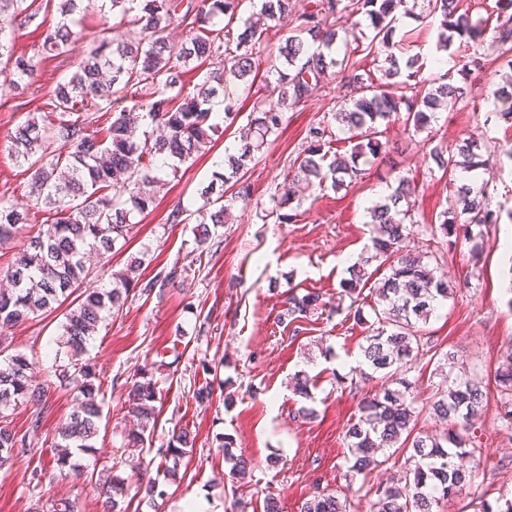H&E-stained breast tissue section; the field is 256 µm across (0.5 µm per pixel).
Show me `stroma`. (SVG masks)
<instances>
[{"label":"stroma","mask_w":512,"mask_h":512,"mask_svg":"<svg viewBox=\"0 0 512 512\" xmlns=\"http://www.w3.org/2000/svg\"><path fill=\"white\" fill-rule=\"evenodd\" d=\"M105 25L129 29L117 15L81 14L80 38L67 53L50 59L41 52V33L34 26L6 25L16 53L33 60L37 75L19 89L0 75V197L27 203L28 176L15 159L13 136L29 116H43L48 93L73 71ZM399 31L405 36V53L418 55L420 76L428 78L438 68L437 23L425 0H415ZM498 68L492 62L480 71L456 72L455 81L472 86L478 105L439 111L431 134L408 131L400 120L383 125L382 154L360 161L365 178L339 190L327 186L316 192L304 201V215L295 224L276 223L265 213L276 186L304 148L309 128L332 123L339 95L335 80L325 81L305 102L285 112L281 132L245 168L252 188L250 205L234 207L205 248L197 247L191 225L172 226L166 217L175 205L192 210L202 205L201 193L220 170L226 151L240 143L251 99H240L239 116L214 136L208 154L166 177L150 212L136 216L126 244L110 254L109 267L121 270L140 254L143 277L176 264L185 273L173 287L147 297L129 296L122 312L91 341L85 358L96 365L102 382V417L94 448L75 453L73 460L88 472L112 470L133 489L147 478H163L159 448L175 427L190 429L194 447L182 461L181 482L170 486L160 509L128 496L121 503L123 512H182L180 503L191 491L204 493L212 512H232L236 506L241 512H265L270 496L282 512H299L315 487L345 488V430L357 415L359 401L378 391L387 378L377 372L357 378L355 385L340 386L335 376L358 366L366 323L374 315L365 311L364 322L358 323L342 313H316L290 326L284 321L285 300L292 293L316 291L324 300L336 301L347 264L366 253L371 231L367 209L395 175L407 176L416 186L412 222L436 223L447 206L449 187L426 159L427 138L450 148L469 136L491 146L512 142V123L486 119L492 91L504 84ZM483 177L492 186V209H512V160L490 157ZM499 232V225L482 226L477 238L483 247L480 260H472L467 243L445 251L439 264L457 294L417 325L437 351H457L466 370L488 379L512 352V254L502 251ZM62 320L57 312L8 332L12 350L34 359V384L47 390L41 429L45 439L74 406L72 392L61 387L55 374ZM204 323L211 327L205 334L199 331ZM205 362L213 373H203ZM146 364L154 368L159 411L144 445L131 448L127 435L136 423L128 413V380ZM299 370L314 380L313 398L307 402L290 387ZM207 383L212 399L198 404L193 391ZM306 404L316 410L314 420L297 418V410ZM220 433L232 435L238 452L251 459L250 478L232 480L216 441ZM477 434L481 451L465 458V468L482 478L488 500L512 495V429L501 426L495 386L487 388ZM273 456L279 457L278 465L270 464ZM64 498L72 501L75 512L102 510L94 486L56 468L52 448L25 454L11 469L0 470V512H48Z\"/></svg>","instance_id":"1"}]
</instances>
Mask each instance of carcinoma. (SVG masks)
<instances>
[{
  "instance_id": "carcinoma-1",
  "label": "carcinoma",
  "mask_w": 512,
  "mask_h": 512,
  "mask_svg": "<svg viewBox=\"0 0 512 512\" xmlns=\"http://www.w3.org/2000/svg\"><path fill=\"white\" fill-rule=\"evenodd\" d=\"M245 0H58L60 18L55 26L43 30L42 49L48 56L67 52L77 37L75 15L98 10L99 13L131 16L136 35L125 37L110 27L100 36L86 57L76 63L75 71L56 83L49 98L52 114L40 119L32 116L18 128L14 137L16 160L29 173V197L35 205L53 211V221L31 237L16 254L7 271L10 287L0 289V354L5 352L3 332L29 320L47 316L68 304L60 324L59 345L67 363L59 376L73 386L76 408L54 433L51 447L58 450L56 463L69 466L71 449L94 447L101 417L95 366L82 356L98 330L123 309L130 293L150 295L155 289L176 284L183 269L174 265L145 280L137 277L142 264L133 257L122 270L89 282L86 258L92 253L107 256L116 243L127 237L135 215L144 214L153 203L154 185L160 174L176 175L189 159L208 151L211 134L223 123L232 124L238 113L232 102L240 86L257 87L259 95L248 115L247 132L237 154L228 156V171L215 173L220 182H234L231 202L246 207L251 201V185L243 180V169L267 144L268 137L283 124V113L297 106L309 90L326 75L339 79L344 88L341 98H349L351 107L341 104L334 120L348 134L351 148L343 153L333 150L335 134L327 125L308 130V145L296 157L284 191L274 192L269 214L280 223L293 224L303 213L293 206L316 190L331 184L339 188L346 182L363 178L359 160L382 153L379 125L403 116L405 125L421 133L431 129L435 111L442 105L455 107L473 101L468 86L453 80L447 70L430 80L425 93L416 90L418 59L409 56L400 61L395 47L397 12L406 0H318L315 9L292 17V0H264L259 20L247 21L236 39L227 26L237 19ZM430 12L439 15L436 50L450 52L460 40L467 52L464 69L479 70L487 57L503 61L512 71V0H496L495 36L484 39L488 20L472 18L469 0H428ZM38 0H0V17L7 16L24 24L40 15ZM363 16L373 29L372 40L387 50L386 67L381 76L361 71L353 55L342 59L331 56L339 35L337 22L343 17ZM227 20L221 26L218 19ZM186 31V40L175 42L169 30ZM282 32L280 56L285 68L261 70L263 45L270 30ZM223 58L222 67L206 73L203 81L186 90L185 73L190 64L203 66ZM0 74L14 83L32 81L35 64L17 56L9 42L0 39ZM400 89L398 94L384 90L387 85ZM150 90L149 101L112 112L109 124L88 133L91 111L100 103L115 105L120 98H133ZM493 113L512 120V80L492 92ZM480 144L467 138L450 151L437 146L429 156L442 175L453 185L457 176L486 166ZM394 192L369 210L373 225V253L361 257L347 268L348 277L340 282V297L329 313H353L362 322V290L373 276L367 269L378 262L383 270L376 300L371 306L375 316L372 334L362 347L365 364L375 372L383 371L394 387L362 399L358 416L345 433L346 477L368 475L390 462L396 474L390 482L367 490L373 495L370 512H434L439 501L462 488L479 487L477 474L466 470L458 460L475 454L480 448L476 421L483 408V379L466 371H454L457 358L445 352L448 364L446 386L439 387L430 400L418 404L407 378L419 350L428 345L415 330L419 321L427 322L438 307L454 294L448 280L432 263L435 255L416 254L406 249L405 241L415 225L405 223L409 210L400 204L409 202L415 187L402 176L396 178ZM121 193L112 195L114 183ZM203 204L192 212L179 205L168 214L167 223L187 224L195 220L197 244L203 246L212 237L209 225L224 223V191L214 192L209 184L201 193ZM288 212H283V209ZM28 208L0 198V247L16 237L19 225L28 223ZM498 223V215L489 208L488 183L476 186L463 183L448 196V207L438 216V229L453 246L474 239L473 227ZM76 300H71V296ZM287 316L291 320L326 307L323 295L307 292L287 298ZM34 361L21 352L0 360V469L10 466L14 449L32 451L33 438L43 424L46 393L32 384ZM502 426L512 429V354L499 365L494 375ZM295 395L311 397L312 379L303 371L291 378ZM158 389L152 370L142 366L130 381L128 402L139 428L128 435V443L137 447L155 420ZM34 407L28 429L20 434L7 425L9 411L19 404ZM450 425L443 434H430L418 428L422 416ZM224 457L232 463L237 479L250 475V463L233 452L235 439L229 434L216 437ZM193 447L189 430L172 431L159 451L172 460L166 466V482L154 479L136 492L151 501L165 499L167 486L176 482L187 449ZM405 461H400V457ZM105 498L107 512H116L118 500L128 495V487L119 476L110 473L88 476ZM347 494L336 489L318 491L301 506L300 512H350ZM478 512H512V498L495 503L480 501Z\"/></svg>"
}]
</instances>
